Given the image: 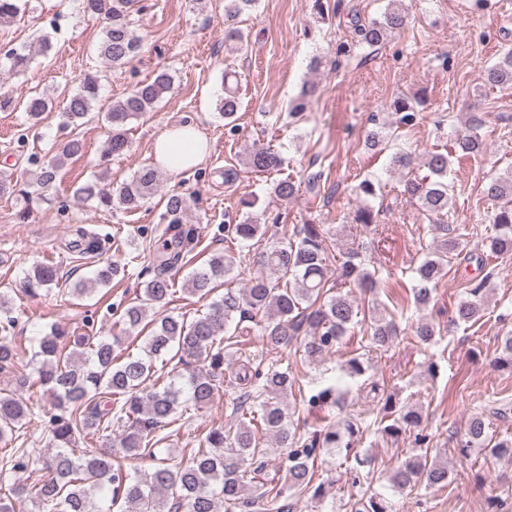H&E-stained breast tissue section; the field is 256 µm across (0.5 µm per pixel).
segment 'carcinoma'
Listing matches in <instances>:
<instances>
[{"label": "carcinoma", "mask_w": 512, "mask_h": 512, "mask_svg": "<svg viewBox=\"0 0 512 512\" xmlns=\"http://www.w3.org/2000/svg\"><path fill=\"white\" fill-rule=\"evenodd\" d=\"M135 0H81L83 13L102 17L105 25L97 45V53L108 68L126 64L137 51L141 37L131 20ZM29 10V0H0V26L14 22ZM409 8L403 0H388L381 18L361 23L350 15L354 41L336 45L334 65L349 59L354 48L374 47L387 41L392 34L408 23ZM9 70L19 74L31 61L30 51L12 48L5 53ZM101 76L88 73L78 89L67 98L60 112L67 126L83 124L96 109ZM173 76L163 70L149 81L137 83L123 98L112 102L105 120L109 127L105 152L121 155L129 149L127 124L130 120L154 109L170 91ZM484 85L489 88H512V52L508 51L484 72ZM23 112L31 120L56 108L46 95H30L22 100ZM240 108L237 92L225 90L218 104L219 114L227 123L235 121ZM391 119L383 121L378 115L371 117L374 128L366 136L367 146L379 148L395 132L412 126L418 117L416 102L398 98L390 105ZM482 122L471 119L455 135L453 152L459 159L481 153L484 139L480 133ZM84 151L82 140L74 136L61 148L60 153L44 163L38 184L47 188L56 179L67 158ZM283 158L271 148H259L246 154L245 166L257 172L277 171ZM413 156L399 151L390 156V167L405 173V192L416 202L432 224L436 236L435 251L415 269L413 300L416 306H427L433 290L448 274V258L459 247L456 228L447 223L449 195L448 155L431 152L423 165L428 174H413ZM160 174L157 168L139 171L131 181L120 186L103 187L87 182L77 193L95 199L109 209L133 211L141 208L159 190ZM272 193L283 201L298 193L295 181L284 178L273 183ZM356 192L361 204L354 212L353 221L365 233H379L380 211L371 199L376 196L373 181L358 184ZM483 193L498 202L493 216L494 233L489 237L490 252L495 256H512V174L495 176L484 186ZM188 202L173 194L166 200L161 215L167 224L165 234L180 242H192L197 228L183 227V215ZM268 224L251 215L228 225V237L243 250L250 242L267 233ZM327 229L322 224H303L293 236L279 239L260 252L256 258L262 268L274 275L269 278L260 273L248 279L242 290L224 289L219 295L218 281L230 276L245 258L229 253L210 257L205 265L191 272L187 283L189 291L203 299H211L208 311L189 321L183 317L166 316L159 321L149 319L150 312L169 303L172 295L169 269L184 258L182 250H163L154 268L153 276L140 289L136 301L126 307L116 324L120 332L133 334L145 323L152 325L143 337L140 352L114 355L112 339L69 331L60 326L38 338L36 356L42 358L37 384L57 409L49 416L48 430L54 451L42 457L43 479L31 487H14L11 496H0V512H254L262 503L268 510L289 495L308 494L321 502L330 495L331 483L314 482V463L325 448H343L354 455L360 466H369L372 458L360 455L355 448L362 436L361 415H354L336 423H328L303 439L292 431L291 413L285 400L295 386L292 368L253 367L245 358L231 371L235 387L253 399V406L245 409L242 402L235 403L239 413L235 429L212 428L200 441L191 457L172 464L156 454L155 432L175 421L181 406V396L197 409L208 406L224 383V351H244L245 344L231 332L236 317H250L256 321L262 340L274 348L303 344L304 357L315 360L343 340L354 326L367 323V342L371 347L390 346L397 336L395 319L384 314L385 307L378 299H370L367 306H359L341 291L354 285L365 292L377 287L374 274L353 248L341 253L336 261V281H330V262L323 247ZM119 273L117 265L107 262L92 276L75 283L72 294L82 297L95 286L108 285ZM493 276L470 283L468 298L460 301L453 312L454 325L475 323L481 317L487 285ZM60 269L52 264L38 263L22 279L24 292L34 298L62 281ZM15 320L0 318V370L16 363L11 345ZM440 333V325L421 320L414 335L423 344L433 342ZM500 356L497 367L512 373V332L500 338ZM178 356L181 369L175 371V381L160 383L169 372L157 368L156 360L170 353ZM347 374L361 378L368 366L360 356L344 361ZM370 392L379 396L382 418L387 424L378 429L385 437L397 438L402 433L418 428L422 415L413 407L400 404L396 394L385 392L377 381L370 382ZM302 403L311 409L344 410V400L335 386L315 388ZM124 423L118 439L119 448L130 456L148 457L155 462L152 469L141 474H130L116 459L113 448H75V433L97 436L112 426V415ZM32 410L13 397L0 396V441L12 437L22 428ZM278 448L286 449L281 459L284 471L283 485L269 480L254 483V475L264 469L263 458L268 454V438ZM473 450L484 451L494 457L512 456V440L495 443L487 440V425L483 417L475 415L469 420L463 439L458 442L459 454L466 456ZM3 467L13 471L28 467L30 454L26 448H13L0 460ZM390 481L398 491L412 490L424 482L431 487L446 488L449 482L448 464L429 461L428 455L413 453L394 469ZM29 501L32 508L24 511L17 504ZM355 512H392L384 498L371 495L359 501Z\"/></svg>", "instance_id": "cac0c4a2"}]
</instances>
